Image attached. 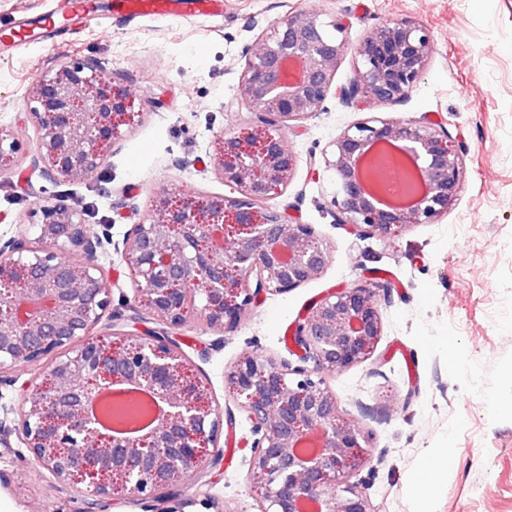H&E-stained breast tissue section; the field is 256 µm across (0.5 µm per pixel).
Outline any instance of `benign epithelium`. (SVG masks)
Here are the masks:
<instances>
[{"instance_id": "obj_1", "label": "benign epithelium", "mask_w": 512, "mask_h": 512, "mask_svg": "<svg viewBox=\"0 0 512 512\" xmlns=\"http://www.w3.org/2000/svg\"><path fill=\"white\" fill-rule=\"evenodd\" d=\"M340 19L295 9L243 52L239 104L263 122L228 129L217 139L214 174L231 196L195 197L162 190L146 218L114 243L109 226L63 200L33 209V239L0 240V385L11 373L39 368L1 402L0 447L16 435L36 467L100 502L166 504L162 512H224L205 492L195 500L168 489L194 483L218 464L223 412L169 336L190 317L231 332L258 295L287 292L319 276L331 259L310 224H290L268 205L291 185L295 159L285 134L324 110L347 54L356 60L349 95L392 104L405 99L433 53L431 31L409 18L391 19L352 44ZM28 102L39 131L35 164L54 182L84 178L100 166L124 127L136 122L135 95L107 70L83 60L62 62L39 81ZM397 143L418 164L407 206H379L359 175L377 145ZM23 151L0 127V168ZM336 176L332 205L343 224L384 237L395 227L431 224L447 213L463 184V156L448 136L412 120L372 117L347 127L324 157ZM119 253L131 294L121 306L136 332L116 324L107 247ZM71 253L70 258L63 254ZM374 293L362 283L328 293L293 324L289 341L300 361L252 352L225 368L255 438L249 480L260 512H372L352 475L366 460L359 427L343 416L326 375L368 358L381 335ZM149 396L158 408L147 428L107 432L88 411L108 388Z\"/></svg>"}]
</instances>
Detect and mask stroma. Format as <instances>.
I'll return each mask as SVG.
<instances>
[{
  "label": "stroma",
  "instance_id": "1",
  "mask_svg": "<svg viewBox=\"0 0 512 512\" xmlns=\"http://www.w3.org/2000/svg\"><path fill=\"white\" fill-rule=\"evenodd\" d=\"M343 19L358 41L385 21L425 24L434 52L417 86L400 102L343 99L355 61L345 58L324 110L287 134L293 181L274 209L312 225L331 260L292 291H263L234 331L218 334L192 319L172 335L230 412L222 461L201 487L227 512H258L248 479L251 423L225 386L224 369L253 350L290 364L288 331L314 299L361 281L375 293L382 333L370 357L329 375L343 412L366 436L368 459L352 480L373 512H512V0H224L220 19H94L62 44L37 42L0 53V127L24 150L0 171V237L29 223L36 203L64 196L92 224L121 241L163 188L192 195L229 191L210 165L224 130L255 125L238 104L243 50L269 23L296 8ZM69 58L96 61L131 86L142 116L123 130L100 168L84 180L56 183L34 167L38 132L25 92ZM372 116L441 125L465 160L463 186L448 212L383 238L339 223L332 172L312 175L348 126ZM448 448L429 497L414 490L424 456ZM10 489L0 512H83L84 496L20 462L0 456Z\"/></svg>",
  "mask_w": 512,
  "mask_h": 512
}]
</instances>
